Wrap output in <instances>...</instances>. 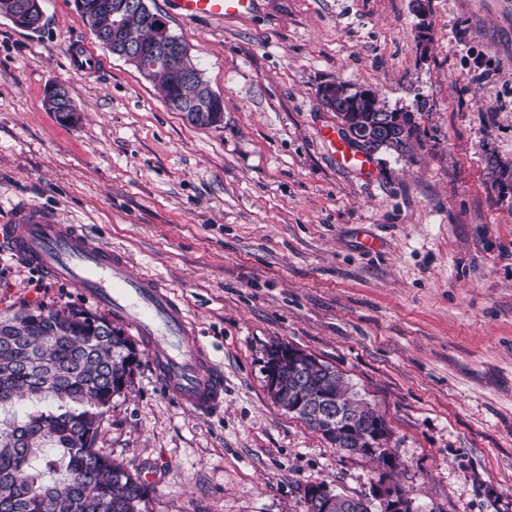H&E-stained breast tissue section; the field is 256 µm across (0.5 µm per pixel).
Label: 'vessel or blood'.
<instances>
[{
  "mask_svg": "<svg viewBox=\"0 0 512 512\" xmlns=\"http://www.w3.org/2000/svg\"><path fill=\"white\" fill-rule=\"evenodd\" d=\"M255 2L172 0L188 22L244 16ZM0 236L17 258L92 299L157 349L159 376L169 395L189 411L209 414L220 408L224 372L162 283L133 274L120 252L94 244L80 226L59 223L55 214L34 204L14 206L0 217Z\"/></svg>",
  "mask_w": 512,
  "mask_h": 512,
  "instance_id": "vessel-or-blood-1",
  "label": "vessel or blood"
}]
</instances>
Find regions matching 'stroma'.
<instances>
[{"label":"stroma","instance_id":"obj_1","mask_svg":"<svg viewBox=\"0 0 512 512\" xmlns=\"http://www.w3.org/2000/svg\"><path fill=\"white\" fill-rule=\"evenodd\" d=\"M224 99L222 124L173 111L98 43L74 0L32 32L0 16V214L27 202L126 255L177 295L224 370V404L170 397L137 342L97 446L145 476L151 512H305L324 481L400 491L412 512H512V0H258L182 20L149 0ZM426 39H419V28ZM414 113L403 152L362 174L320 87ZM64 83L81 113L45 106ZM98 313L0 244V311ZM341 371L382 415L397 468L347 453L275 403L266 350ZM49 92L52 93L56 99L47 95L45 98V104L50 112H55L59 121L65 124L74 125L76 124L80 117L77 115L75 117V112H78L76 105L74 104L72 98L70 97L71 105L67 108V104L62 100H66L69 97L68 89L64 83L58 82L53 84Z\"/></svg>","mask_w":512,"mask_h":512}]
</instances>
